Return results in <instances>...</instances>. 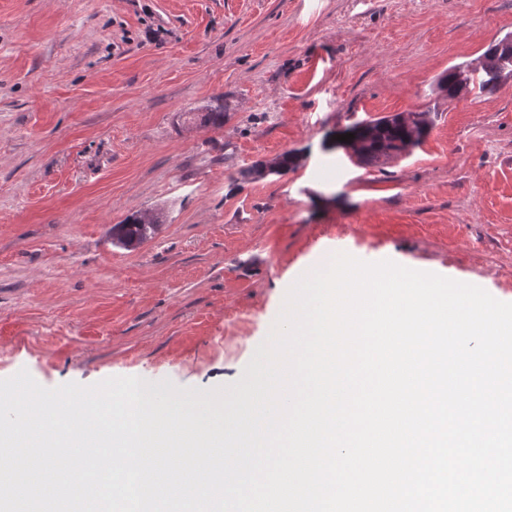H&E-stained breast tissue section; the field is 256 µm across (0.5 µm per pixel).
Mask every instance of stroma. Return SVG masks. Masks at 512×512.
Returning <instances> with one entry per match:
<instances>
[{
	"instance_id": "stroma-1",
	"label": "stroma",
	"mask_w": 512,
	"mask_h": 512,
	"mask_svg": "<svg viewBox=\"0 0 512 512\" xmlns=\"http://www.w3.org/2000/svg\"><path fill=\"white\" fill-rule=\"evenodd\" d=\"M508 34L512 0H0V379L235 383L338 253L512 303V83L433 91ZM218 96L223 127L188 120ZM424 110L401 157L325 146ZM298 160V157L294 154V152H284L283 154L277 156V158L273 159L274 162L278 164V169L271 174H283L288 172L289 169L293 168ZM262 171L257 170H243L240 172L241 179L245 181H257L266 178L261 177ZM159 223L146 226L141 222V215H129L120 224L112 226V244L123 248L140 245L156 234Z\"/></svg>"
}]
</instances>
